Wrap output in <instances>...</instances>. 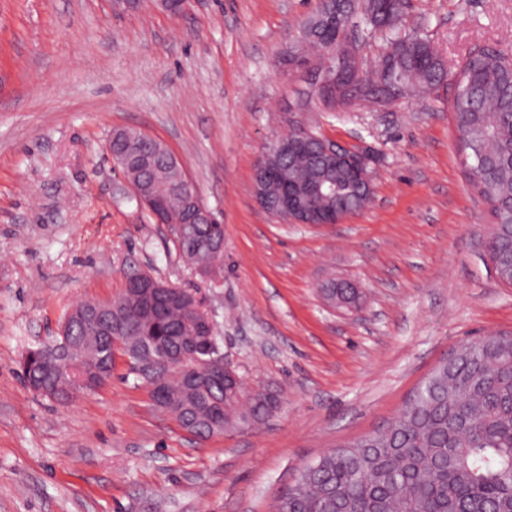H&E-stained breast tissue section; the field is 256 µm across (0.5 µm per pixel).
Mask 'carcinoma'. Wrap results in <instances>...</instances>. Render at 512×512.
I'll return each instance as SVG.
<instances>
[{"label":"carcinoma","instance_id":"cac0c4a2","mask_svg":"<svg viewBox=\"0 0 512 512\" xmlns=\"http://www.w3.org/2000/svg\"><path fill=\"white\" fill-rule=\"evenodd\" d=\"M405 0H354L337 5L336 26L326 32L317 10L301 30V38L320 57L327 45L340 39L354 17L392 50L381 64L400 87L434 89L442 83V57L418 33L401 34ZM340 93H319L327 106L378 93L343 81ZM457 146L463 164L495 218L488 257L502 283L512 286V68L504 51L487 48L466 59L458 72L452 102ZM112 145L153 155L169 150L139 131H112ZM288 184L304 192L318 182H343L346 174L323 158L317 147L287 159H274ZM137 186L145 185L166 203V216L183 218L189 204L179 165L168 173L127 171ZM365 193L346 188L341 200L318 198L312 204L334 217L352 215L368 206ZM224 237L222 224H197L191 238L195 252L204 254L210 243ZM332 300L353 303L358 289L339 282L329 289ZM200 313L174 312L160 321L143 319L133 306L124 311L125 355L141 341L167 351L168 339ZM86 366L81 352L63 353L47 347L33 357L23 373L35 391L66 404L83 384ZM222 396L224 425L259 423L272 412L268 400L254 391L244 405ZM275 512H512V337L485 336L466 342L441 362L414 390L402 409L386 425L347 445L330 448L302 468L277 499Z\"/></svg>","mask_w":512,"mask_h":512}]
</instances>
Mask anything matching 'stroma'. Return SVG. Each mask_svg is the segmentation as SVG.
Returning <instances> with one entry per match:
<instances>
[{
	"label": "stroma",
	"mask_w": 512,
	"mask_h": 512,
	"mask_svg": "<svg viewBox=\"0 0 512 512\" xmlns=\"http://www.w3.org/2000/svg\"><path fill=\"white\" fill-rule=\"evenodd\" d=\"M317 3L0 0V512H272L298 468L382 428L461 342L512 331L451 83L323 107L300 40ZM401 30L453 75L475 45L512 51V0H407ZM296 122L372 150L366 209L286 224L257 206L255 163ZM116 127L163 142L223 224L218 275L123 195ZM134 269L197 292L245 389L280 408L195 438L119 352L111 381L68 404L28 388L27 351ZM335 281L357 306L327 299Z\"/></svg>",
	"instance_id": "1"
}]
</instances>
